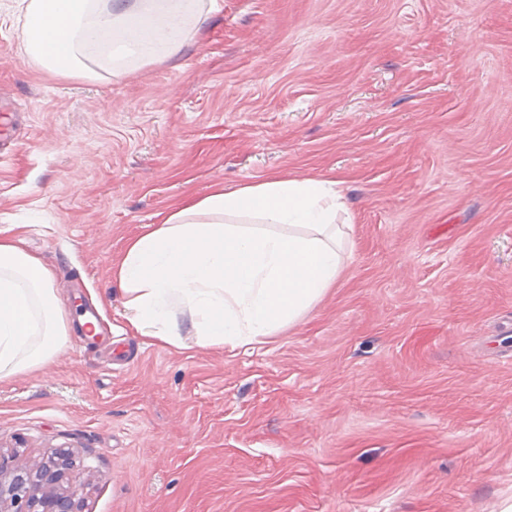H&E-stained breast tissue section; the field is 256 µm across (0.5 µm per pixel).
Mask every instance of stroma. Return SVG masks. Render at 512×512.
<instances>
[{
	"mask_svg": "<svg viewBox=\"0 0 512 512\" xmlns=\"http://www.w3.org/2000/svg\"><path fill=\"white\" fill-rule=\"evenodd\" d=\"M0 0V226L75 321L0 380V445L67 446L84 512H498L512 497V0H188L169 56L66 75ZM341 180L333 288L237 349L147 344L112 276L214 186Z\"/></svg>",
	"mask_w": 512,
	"mask_h": 512,
	"instance_id": "35a3bbf8",
	"label": "stroma"
}]
</instances>
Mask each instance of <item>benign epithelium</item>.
Returning a JSON list of instances; mask_svg holds the SVG:
<instances>
[{
    "label": "benign epithelium",
    "instance_id": "obj_1",
    "mask_svg": "<svg viewBox=\"0 0 512 512\" xmlns=\"http://www.w3.org/2000/svg\"><path fill=\"white\" fill-rule=\"evenodd\" d=\"M73 460L66 447L24 467H10L0 455V512H83L84 484Z\"/></svg>",
    "mask_w": 512,
    "mask_h": 512
}]
</instances>
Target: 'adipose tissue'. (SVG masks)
<instances>
[{"label":"adipose tissue","instance_id":"obj_1","mask_svg":"<svg viewBox=\"0 0 512 512\" xmlns=\"http://www.w3.org/2000/svg\"><path fill=\"white\" fill-rule=\"evenodd\" d=\"M27 49L58 75L88 48L122 42L153 58L190 36L155 0H26ZM339 181L269 176L219 186L144 225L114 269L135 334L176 349L238 348L292 326L334 286L343 263ZM53 271L0 227V379L50 364L69 340Z\"/></svg>","mask_w":512,"mask_h":512}]
</instances>
